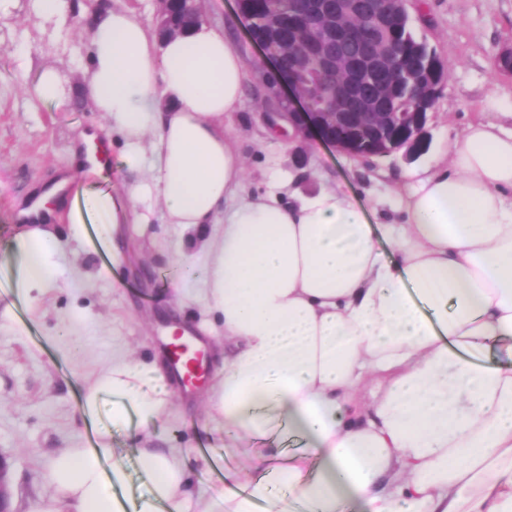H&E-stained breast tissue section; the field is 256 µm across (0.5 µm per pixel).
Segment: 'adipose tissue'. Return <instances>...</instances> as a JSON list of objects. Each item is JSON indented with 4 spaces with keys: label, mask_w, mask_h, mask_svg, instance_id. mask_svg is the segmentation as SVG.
Listing matches in <instances>:
<instances>
[{
    "label": "adipose tissue",
    "mask_w": 512,
    "mask_h": 512,
    "mask_svg": "<svg viewBox=\"0 0 512 512\" xmlns=\"http://www.w3.org/2000/svg\"><path fill=\"white\" fill-rule=\"evenodd\" d=\"M77 92L125 141L144 180L109 214L106 237L158 216L181 239L180 303L219 318L220 378L209 420L246 447L288 428L305 441L263 484L202 501L185 448L153 446L170 413L160 360L114 361L89 388L112 423L137 415L150 480L132 512H512V129L487 116L449 135L446 166L413 172L398 224H374L340 187L243 193L244 156L224 124L245 107L248 66L223 27L160 39L125 7L94 14ZM394 253L386 259L380 242ZM54 225L18 236L16 286L58 285ZM109 442L57 453L32 512H116L125 473ZM112 460L104 473L103 460Z\"/></svg>",
    "instance_id": "ef3b65f1"
}]
</instances>
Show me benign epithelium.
<instances>
[{
    "label": "benign epithelium",
    "instance_id": "benign-epithelium-1",
    "mask_svg": "<svg viewBox=\"0 0 512 512\" xmlns=\"http://www.w3.org/2000/svg\"><path fill=\"white\" fill-rule=\"evenodd\" d=\"M160 3L158 33L169 37L202 21L197 0ZM409 0H300L297 16L285 23L278 0H266L262 31L247 28L251 42L269 55L271 65L260 75L271 107L264 113L269 127L284 120L293 136L314 134L352 157L362 153L346 138L350 129L371 131L370 155L386 156L402 148L414 157L426 142L427 114L443 85L444 68L435 53L423 63H404L405 52L395 32L409 21ZM368 23V32L356 36L347 27ZM414 98L412 112H391L388 101L396 87L379 84L375 77L396 67ZM0 512L13 506L11 463L0 454Z\"/></svg>",
    "mask_w": 512,
    "mask_h": 512
}]
</instances>
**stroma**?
<instances>
[{
    "label": "stroma",
    "mask_w": 512,
    "mask_h": 512,
    "mask_svg": "<svg viewBox=\"0 0 512 512\" xmlns=\"http://www.w3.org/2000/svg\"><path fill=\"white\" fill-rule=\"evenodd\" d=\"M92 3L67 0L64 18L48 21L33 11L31 0H0V11L7 16L0 25V278L12 275L15 239L24 229L20 212L57 186L56 210L62 215L59 287L31 292L19 303L0 296V453L11 462L17 512H31L36 502L52 495L47 481L52 457L67 448L87 447L92 428L109 432L113 447L123 449L128 491L136 495L145 490L148 478L136 454L140 420L112 426V398L105 392L96 415H86L83 406L88 381L111 366L113 358L148 361L165 354L167 330L173 325L202 336L209 372L196 387L171 380L169 416L153 428L157 443L204 447L209 456L228 459L230 468L220 481L195 457L187 459L195 485L209 498L234 484L245 459L242 449L214 431L205 414V393L218 379L213 354L224 345L223 330L196 306L176 303L181 270L172 252L178 232L167 224L123 225L108 263L88 239L68 234L73 218L105 223L103 213L86 205L91 194L122 201L135 179L117 137L103 176L89 177L67 166L78 148V133L105 122L102 113L74 92L81 80L78 68L89 60L85 20ZM200 8L206 21L223 25L250 69L246 106L226 121L241 141L248 194L263 190L275 171L306 191L341 184L368 213L395 219V190L405 175L446 160L449 130L460 132L482 119L491 91L512 93V74L497 66L499 54L512 48V0H412L416 35L447 63L421 155L408 160L399 151L354 158L310 137L273 138L262 120L268 101L258 82L268 59L249 41L236 0H200ZM22 37L29 46L23 56L14 51ZM47 69L59 72L70 94L65 102L31 108L29 90Z\"/></svg>",
    "instance_id": "1"
}]
</instances>
